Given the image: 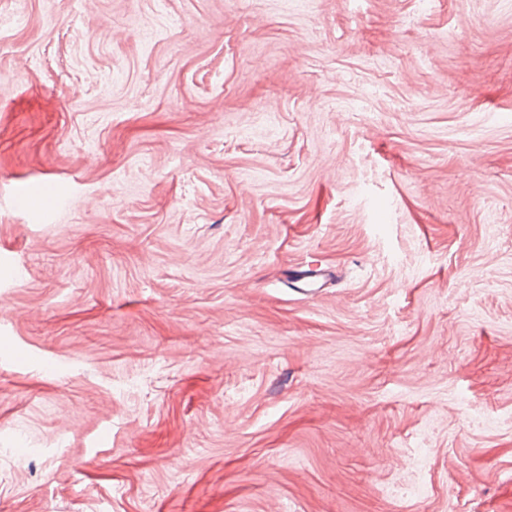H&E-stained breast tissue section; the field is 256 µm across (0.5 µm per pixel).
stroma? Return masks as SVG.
<instances>
[{"label":"stroma","instance_id":"obj_1","mask_svg":"<svg viewBox=\"0 0 512 512\" xmlns=\"http://www.w3.org/2000/svg\"><path fill=\"white\" fill-rule=\"evenodd\" d=\"M0 512H512V0H0Z\"/></svg>","mask_w":512,"mask_h":512}]
</instances>
